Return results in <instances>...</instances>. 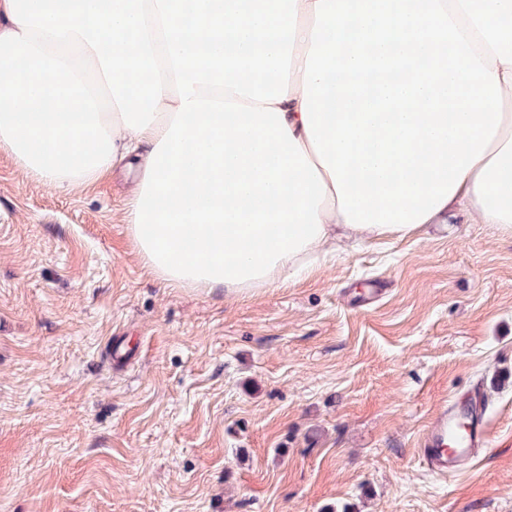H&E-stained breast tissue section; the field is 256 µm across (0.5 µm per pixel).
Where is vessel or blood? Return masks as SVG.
<instances>
[{"mask_svg":"<svg viewBox=\"0 0 512 512\" xmlns=\"http://www.w3.org/2000/svg\"><path fill=\"white\" fill-rule=\"evenodd\" d=\"M428 427L417 453L440 476L457 472L484 443V423L475 412L464 415L443 407L430 418Z\"/></svg>","mask_w":512,"mask_h":512,"instance_id":"vessel-or-blood-1","label":"vessel or blood"}]
</instances>
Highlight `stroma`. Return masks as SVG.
<instances>
[{"instance_id": "35a3bbf8", "label": "stroma", "mask_w": 512, "mask_h": 512, "mask_svg": "<svg viewBox=\"0 0 512 512\" xmlns=\"http://www.w3.org/2000/svg\"><path fill=\"white\" fill-rule=\"evenodd\" d=\"M124 170L0 152V512H512V238L456 219L251 296L137 255ZM457 474L416 452L474 394Z\"/></svg>"}]
</instances>
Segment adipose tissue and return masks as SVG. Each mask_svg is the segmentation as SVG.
<instances>
[{
    "mask_svg": "<svg viewBox=\"0 0 512 512\" xmlns=\"http://www.w3.org/2000/svg\"><path fill=\"white\" fill-rule=\"evenodd\" d=\"M289 90L278 108L327 186L322 233L249 296L311 274L342 240H399L465 213L512 238V0H297ZM180 98L163 90L137 133L100 113L110 164L48 185H89L152 152Z\"/></svg>",
    "mask_w": 512,
    "mask_h": 512,
    "instance_id": "ef3b65f1",
    "label": "adipose tissue"
}]
</instances>
